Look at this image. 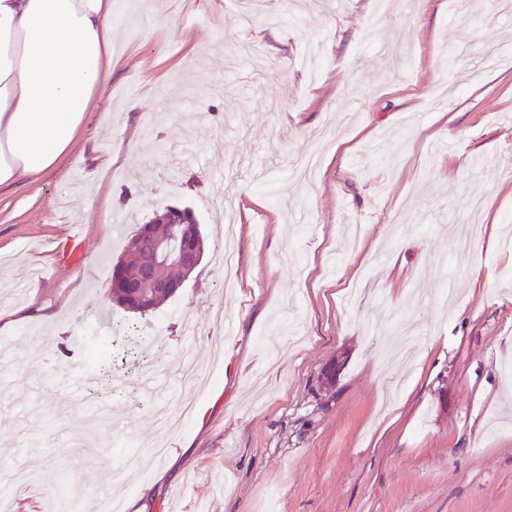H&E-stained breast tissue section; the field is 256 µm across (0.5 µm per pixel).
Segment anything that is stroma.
<instances>
[{"instance_id":"stroma-1","label":"stroma","mask_w":512,"mask_h":512,"mask_svg":"<svg viewBox=\"0 0 512 512\" xmlns=\"http://www.w3.org/2000/svg\"><path fill=\"white\" fill-rule=\"evenodd\" d=\"M373 5L115 0L72 155L0 189L12 512H110L118 484L122 512H512V14ZM149 206L191 209L205 253L140 314L109 278ZM150 344L133 383L85 358Z\"/></svg>"}]
</instances>
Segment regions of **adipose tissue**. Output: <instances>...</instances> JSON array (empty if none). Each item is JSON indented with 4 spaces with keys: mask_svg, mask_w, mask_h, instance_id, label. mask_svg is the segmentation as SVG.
<instances>
[{
    "mask_svg": "<svg viewBox=\"0 0 512 512\" xmlns=\"http://www.w3.org/2000/svg\"><path fill=\"white\" fill-rule=\"evenodd\" d=\"M113 0H0V187L71 154L112 82Z\"/></svg>",
    "mask_w": 512,
    "mask_h": 512,
    "instance_id": "1",
    "label": "adipose tissue"
}]
</instances>
